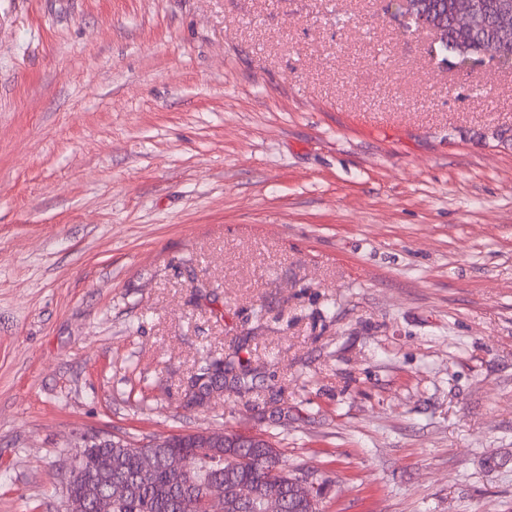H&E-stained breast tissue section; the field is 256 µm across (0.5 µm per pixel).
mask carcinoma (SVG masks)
I'll use <instances>...</instances> for the list:
<instances>
[{"mask_svg": "<svg viewBox=\"0 0 512 512\" xmlns=\"http://www.w3.org/2000/svg\"><path fill=\"white\" fill-rule=\"evenodd\" d=\"M503 2L471 0L473 21L469 26V39L473 53L470 58L476 59L488 49L502 57L512 56V13L505 12ZM420 9L433 10L445 17L440 48L450 54L455 63H460L457 0H425ZM244 376L246 369L237 355L231 354L224 359L207 355L202 358L198 372L190 378L198 385L192 392V400H204L214 387L236 388ZM151 452L158 463L147 471L142 457L124 438L114 437L110 445L81 449L86 479L68 488L73 512H96L94 501L106 493V487L98 479L103 465L110 467L112 472L111 512H207L208 498L224 492L230 477L247 481L258 490L276 485L280 496L288 501V482L279 481L276 476V471L281 468L278 458L261 459L250 448H205L189 439L168 446L158 445ZM174 455L189 459L194 466L192 479L183 481L180 487L172 484L166 466L161 463Z\"/></svg>", "mask_w": 512, "mask_h": 512, "instance_id": "carcinoma-1", "label": "carcinoma"}]
</instances>
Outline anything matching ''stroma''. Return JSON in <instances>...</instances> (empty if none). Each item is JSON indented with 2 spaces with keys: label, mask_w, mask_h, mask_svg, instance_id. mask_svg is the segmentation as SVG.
<instances>
[{
  "label": "stroma",
  "mask_w": 512,
  "mask_h": 512,
  "mask_svg": "<svg viewBox=\"0 0 512 512\" xmlns=\"http://www.w3.org/2000/svg\"><path fill=\"white\" fill-rule=\"evenodd\" d=\"M222 428L326 512H512V71L383 0H0V512ZM236 354V352L231 355L228 354L225 360L224 357L211 359L209 355L202 358V364L199 366L198 372L191 376L190 381L193 383L192 387H196L201 379L207 378V380L202 382L196 391L192 392L193 401H202L209 397L212 393V387L213 389L214 387L222 389L224 396V388H227V377L229 375H231V388H237L238 384L241 386V380L245 383L244 376L247 375V369L242 365Z\"/></svg>",
  "instance_id": "1"
}]
</instances>
